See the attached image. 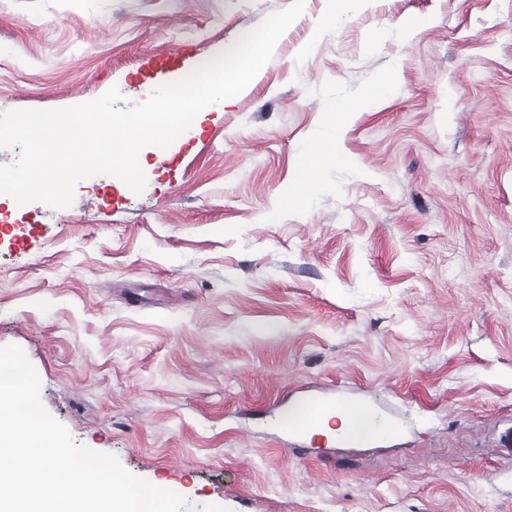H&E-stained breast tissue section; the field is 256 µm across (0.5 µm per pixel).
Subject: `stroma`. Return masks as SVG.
I'll return each instance as SVG.
<instances>
[{"label":"stroma","mask_w":512,"mask_h":512,"mask_svg":"<svg viewBox=\"0 0 512 512\" xmlns=\"http://www.w3.org/2000/svg\"><path fill=\"white\" fill-rule=\"evenodd\" d=\"M290 3L0 0V111L145 102ZM511 31L512 0H305L178 164L147 151L142 194L0 197V347L77 442L197 508L512 512ZM338 104L348 165L277 212ZM339 384L402 434L273 427ZM369 409L371 412L372 426L368 436L364 439H361L364 437V430L357 425L351 434L342 439L343 444H366L372 439L376 438V433L386 430L394 431L398 428L396 421L383 416L376 407H369Z\"/></svg>","instance_id":"1"}]
</instances>
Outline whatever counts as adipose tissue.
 Here are the masks:
<instances>
[{
  "mask_svg": "<svg viewBox=\"0 0 512 512\" xmlns=\"http://www.w3.org/2000/svg\"><path fill=\"white\" fill-rule=\"evenodd\" d=\"M348 112L349 108L345 105L332 109L327 135L317 147L303 151L295 180L279 201L280 209H299L317 189L322 171L331 166L347 164L348 159L338 150L336 142L337 133Z\"/></svg>",
  "mask_w": 512,
  "mask_h": 512,
  "instance_id": "adipose-tissue-1",
  "label": "adipose tissue"
}]
</instances>
